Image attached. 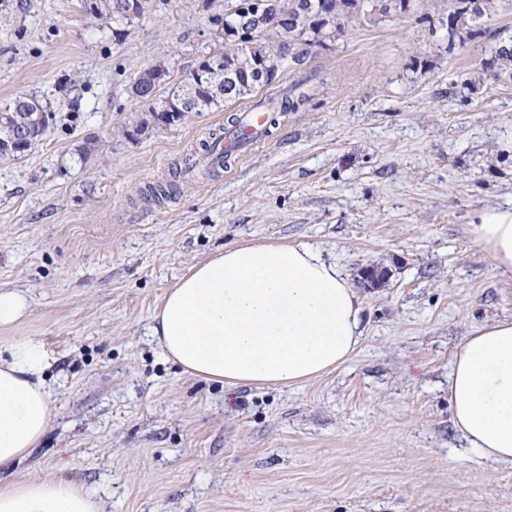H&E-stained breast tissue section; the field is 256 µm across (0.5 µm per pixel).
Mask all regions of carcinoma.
Segmentation results:
<instances>
[{
  "label": "carcinoma",
  "mask_w": 512,
  "mask_h": 512,
  "mask_svg": "<svg viewBox=\"0 0 512 512\" xmlns=\"http://www.w3.org/2000/svg\"><path fill=\"white\" fill-rule=\"evenodd\" d=\"M121 0H83L84 11L99 19L116 20L127 23L144 13L139 8L134 14L127 15L119 10ZM272 17H288V27L295 28L289 40L282 41V48L289 43L303 44L305 48L292 56V61L299 63L306 54V47L321 45L327 41V34L343 32L345 24L364 14L375 11L386 13L391 8L406 11L409 0H272ZM495 8V0H455L454 6L448 11V43L454 39L467 36L489 38L493 40V51L490 58L482 63L478 79L486 77L498 79L503 75L512 77V39L504 40L497 33L486 29L473 28L477 19L490 13ZM281 37L276 26H271L264 36L252 38L234 32V37L224 40L225 51L220 53L222 67L211 76L217 83L220 93L216 94L204 86L188 88L179 83L166 91V98L175 100L190 94V100L179 112H162L155 114L150 105V96L155 90L145 86L146 79L139 77L134 83L133 92L149 111L150 117L159 120L164 127H171L183 121L194 112H209L223 103L241 99L235 92L224 89V69H238V80L241 86L251 92L272 82L275 74L284 64L285 52L275 53L268 47L269 40ZM256 107L266 112H288L296 108L294 100L288 94L281 98L268 99ZM53 120L48 106L34 97H17L0 106V157L18 158L39 144L49 131Z\"/></svg>",
  "instance_id": "1"
}]
</instances>
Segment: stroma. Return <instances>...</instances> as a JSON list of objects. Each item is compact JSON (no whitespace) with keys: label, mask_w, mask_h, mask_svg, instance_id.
<instances>
[{"label":"stroma","mask_w":512,"mask_h":512,"mask_svg":"<svg viewBox=\"0 0 512 512\" xmlns=\"http://www.w3.org/2000/svg\"><path fill=\"white\" fill-rule=\"evenodd\" d=\"M233 3L151 0L120 25L82 0H0V103L54 114L0 158V287L30 303L0 344H44L53 407L0 485L62 477L104 512H512V467L468 448L448 400L456 349L512 318V277L464 232L512 210V78L477 80L489 41L449 43L448 0H411L286 62L257 94L297 85L296 109L202 180L185 166L248 101L124 129L139 74L161 62L176 81L223 51ZM169 180L170 200L145 198ZM264 240L344 270L358 349L292 387L183 374L148 334L156 307L193 264Z\"/></svg>","instance_id":"1"}]
</instances>
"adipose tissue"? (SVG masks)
<instances>
[{
    "label": "adipose tissue",
    "mask_w": 512,
    "mask_h": 512,
    "mask_svg": "<svg viewBox=\"0 0 512 512\" xmlns=\"http://www.w3.org/2000/svg\"><path fill=\"white\" fill-rule=\"evenodd\" d=\"M467 236L512 274V211L482 215ZM362 302L335 264L308 243L224 248L190 267L156 309L150 332L184 373L227 386L290 387L347 362L364 335ZM44 345L0 347V467L36 446L52 420ZM452 420L469 447L512 465V319L468 336L448 375ZM0 512H101L64 479L0 485Z\"/></svg>",
    "instance_id": "obj_1"
}]
</instances>
